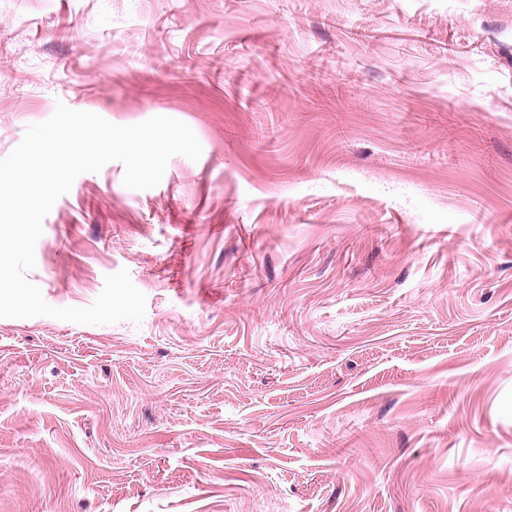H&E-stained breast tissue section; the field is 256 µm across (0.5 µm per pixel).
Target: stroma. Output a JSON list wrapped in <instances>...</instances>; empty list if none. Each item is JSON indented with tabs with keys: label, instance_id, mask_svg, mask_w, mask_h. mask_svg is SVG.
I'll use <instances>...</instances> for the list:
<instances>
[{
	"label": "stroma",
	"instance_id": "obj_1",
	"mask_svg": "<svg viewBox=\"0 0 512 512\" xmlns=\"http://www.w3.org/2000/svg\"><path fill=\"white\" fill-rule=\"evenodd\" d=\"M198 161L78 176L0 318V512H512V0H0V158L57 102Z\"/></svg>",
	"mask_w": 512,
	"mask_h": 512
}]
</instances>
